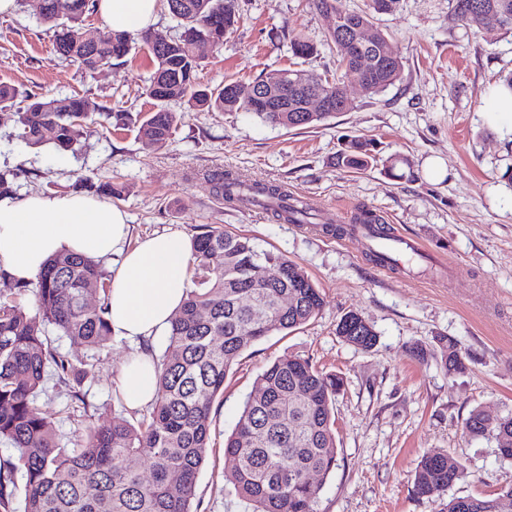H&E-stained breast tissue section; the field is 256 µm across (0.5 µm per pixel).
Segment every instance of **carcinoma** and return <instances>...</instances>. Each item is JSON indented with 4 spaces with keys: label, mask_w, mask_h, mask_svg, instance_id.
<instances>
[{
    "label": "carcinoma",
    "mask_w": 512,
    "mask_h": 512,
    "mask_svg": "<svg viewBox=\"0 0 512 512\" xmlns=\"http://www.w3.org/2000/svg\"><path fill=\"white\" fill-rule=\"evenodd\" d=\"M174 13L182 33L165 48L148 45L155 69L145 94L154 109L137 123L141 139L162 145L177 123L168 104L181 101L198 110L249 112L271 126H314L336 116L334 103L344 111L353 101L344 92L345 80L354 61L339 55V75L330 79L307 72L312 87L303 93L288 87L289 109L269 112L263 105L249 104L240 97L242 83L227 81L210 89L198 81L199 62L193 48L201 40L230 34L238 22L237 0H175ZM457 21L481 32L480 16L494 13L498 30L512 33V0H453ZM339 0H313L315 9L340 20L338 29L328 33L326 44H337L338 30L346 23L372 24L376 16L394 11L398 0H366L359 11L340 10ZM34 14L50 33L55 52L79 64L100 66L127 56L131 36L114 33L97 44L88 41L84 16L95 10V0H32ZM390 41L380 31L372 48L373 69L366 75L370 92L379 93L400 80L402 56L390 60L384 47ZM297 58L308 59L317 46L303 34L291 37ZM318 93L333 103L324 112H308L305 94ZM18 137L29 146H39L44 134L62 151H72L91 126L103 125L112 113L81 97L39 99L31 97L19 112ZM376 162L372 144L350 141L337 157V165L365 170ZM203 181L213 195L229 204L253 202L270 211L278 222L310 223L308 205L282 186L247 183L235 174L210 171ZM358 229L371 239H387L390 228L373 211L360 210L347 227L320 226L327 235H344ZM224 254V263L211 261L214 253ZM269 257L279 278L264 288H253L243 273L259 257ZM189 264L196 288L171 320L168 343L158 361L160 374L156 398L149 417L137 424L114 418L109 424L89 422L74 448L61 444L53 423L41 415L37 396L48 374L68 386L73 400L83 401L81 386L93 365L73 362L51 347L41 336L51 326L92 351L106 347L112 335L107 303L85 304L83 285L101 284L108 298L109 284L99 264L72 254L51 257L35 283V311L27 309L18 293L26 286L0 289V440L13 445L17 463L0 467V512H10L15 495L14 475L25 479L24 512H193L192 501L198 471L209 449L210 412L216 398L224 393V380L240 354L255 342L274 334L291 332L316 318L324 298L302 268L280 252L264 250L249 237L219 226L200 234L194 241ZM257 294L265 321L252 324L250 312L239 307L240 294ZM286 293L296 303L286 309L276 304ZM207 311L201 317L200 311ZM343 341L361 350L377 343L372 325L359 313L343 315L336 325ZM441 367L450 374L466 370L458 343L446 336L437 339ZM264 394L246 399L233 432L225 441V454L234 466L224 473V482L252 506V512H315L322 486L307 481L311 472L328 474L336 467L334 405L343 378L325 373L310 359L293 356L272 362L258 376ZM472 439H492L498 453L512 458V413L489 416L476 407L464 422ZM149 464L144 475L141 462ZM462 464L442 450L424 456L414 475V489L422 497L445 494L463 475ZM509 499L512 487L495 497H450L446 512H496L493 503Z\"/></svg>",
    "instance_id": "1"
}]
</instances>
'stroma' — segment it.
Segmentation results:
<instances>
[{"mask_svg":"<svg viewBox=\"0 0 512 512\" xmlns=\"http://www.w3.org/2000/svg\"><path fill=\"white\" fill-rule=\"evenodd\" d=\"M240 19L223 45L199 44L202 83L248 82L288 68L335 74L338 56L325 37L334 15L312 0H238ZM0 15V81L37 95H78L115 114L152 110L143 90L153 71L143 42L111 67L88 72L58 55L29 0ZM452 0H399L378 16L403 58L400 81L373 94L348 87L354 107L307 128L270 126L245 112H207L177 103L178 121L164 145L138 137L133 126L93 128L73 153L52 141L27 147L17 141L14 109L0 110V171L15 174L17 197L77 192L87 182H112L114 205L132 232L180 230L195 237L221 225L261 248L297 263L320 289L321 314L289 334L247 348L224 382L210 414V451L198 474L197 512H251L225 484L232 462L224 441L266 366L289 356L310 358L340 374L335 403L337 465L322 480L317 512H445L452 497H484L512 486V459L494 442L463 432L470 411L512 412V120L487 112L491 90L512 74V34L487 37L459 25ZM301 33L319 49L293 56L289 38ZM378 144L379 161L363 171L336 163L354 138ZM443 174L426 176L429 159ZM230 170L249 182L276 183L305 200L315 224L275 222L270 213L214 197L201 178ZM381 215L393 233L417 241L437 257L426 273L385 268L370 261L357 233L323 234L322 226L349 222L359 208ZM360 313L378 340L370 350L345 343L336 324ZM458 341L465 373L439 364V337ZM427 348L425 359L409 346ZM135 347L113 337L99 352L83 401L47 377L37 399L63 443L74 442L85 422L120 417L140 421L115 386ZM445 450L464 467L443 497H421L414 474L422 456Z\"/></svg>","mask_w":512,"mask_h":512,"instance_id":"1","label":"stroma"}]
</instances>
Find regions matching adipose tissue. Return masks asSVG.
<instances>
[{
    "label": "adipose tissue",
    "instance_id": "adipose-tissue-1",
    "mask_svg": "<svg viewBox=\"0 0 512 512\" xmlns=\"http://www.w3.org/2000/svg\"><path fill=\"white\" fill-rule=\"evenodd\" d=\"M97 10L111 31L135 37L153 30L159 0H97ZM192 249L179 231L131 240L120 208L81 193L0 197V272L12 281L35 280L61 253L111 258L108 319L113 333L137 345L117 379L131 409L156 397L158 368L143 343L168 328L186 301Z\"/></svg>",
    "mask_w": 512,
    "mask_h": 512
}]
</instances>
